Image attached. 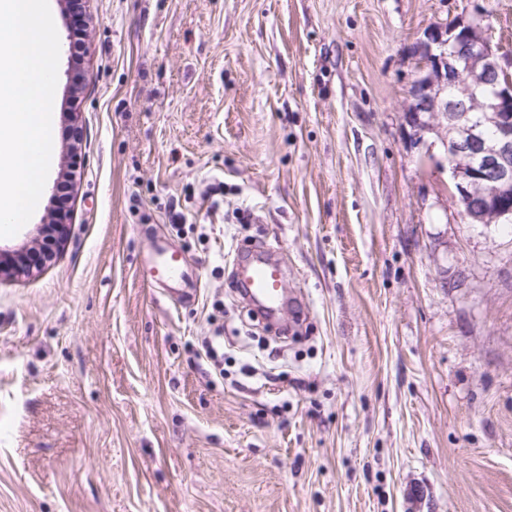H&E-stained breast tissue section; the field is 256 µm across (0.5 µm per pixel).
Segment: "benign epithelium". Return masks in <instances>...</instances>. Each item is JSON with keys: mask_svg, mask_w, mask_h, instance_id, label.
Instances as JSON below:
<instances>
[{"mask_svg": "<svg viewBox=\"0 0 512 512\" xmlns=\"http://www.w3.org/2000/svg\"><path fill=\"white\" fill-rule=\"evenodd\" d=\"M418 75L409 89L405 117L413 129L414 144L425 146V134L433 131L446 153L458 159L449 166L452 196L464 206L470 224L512 221V54L493 48L474 21L433 26L416 47ZM462 85L466 93L490 87L493 95L480 103L483 121L470 118L471 107L463 99H448V87ZM498 129L486 141L482 126ZM67 216L51 215L50 224L36 226V235L48 233L57 241L68 234ZM33 266L25 248L0 249V275L29 274Z\"/></svg>", "mask_w": 512, "mask_h": 512, "instance_id": "1", "label": "benign epithelium"}]
</instances>
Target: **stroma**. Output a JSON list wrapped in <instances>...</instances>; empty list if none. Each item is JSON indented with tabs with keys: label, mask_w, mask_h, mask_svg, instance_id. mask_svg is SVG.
Listing matches in <instances>:
<instances>
[{
	"label": "stroma",
	"mask_w": 512,
	"mask_h": 512,
	"mask_svg": "<svg viewBox=\"0 0 512 512\" xmlns=\"http://www.w3.org/2000/svg\"><path fill=\"white\" fill-rule=\"evenodd\" d=\"M79 3L49 0V174L0 240L70 215L0 278V512H512V223L464 221L404 120L425 29L512 51V0ZM262 247L274 327L233 287ZM67 216L61 212H55L51 215L50 224L47 226L37 225L36 236L32 239L33 243H36L38 237L43 233H48L55 239V241L64 242L68 234ZM38 236V237H37ZM146 272L147 278L165 288L169 297L177 295L183 290L177 287L188 282H192V293L196 292V281L192 271L175 249L156 246L152 262H148Z\"/></svg>",
	"instance_id": "1"
}]
</instances>
